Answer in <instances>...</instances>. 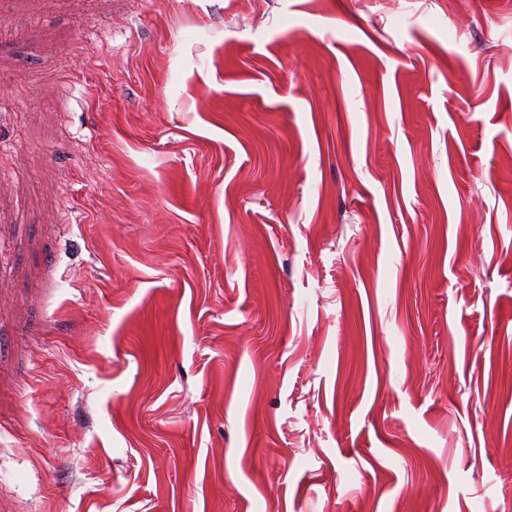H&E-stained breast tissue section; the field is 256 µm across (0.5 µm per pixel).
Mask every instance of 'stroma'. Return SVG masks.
Wrapping results in <instances>:
<instances>
[{
    "label": "stroma",
    "instance_id": "stroma-1",
    "mask_svg": "<svg viewBox=\"0 0 512 512\" xmlns=\"http://www.w3.org/2000/svg\"><path fill=\"white\" fill-rule=\"evenodd\" d=\"M0 512H512V0H0Z\"/></svg>",
    "mask_w": 512,
    "mask_h": 512
}]
</instances>
